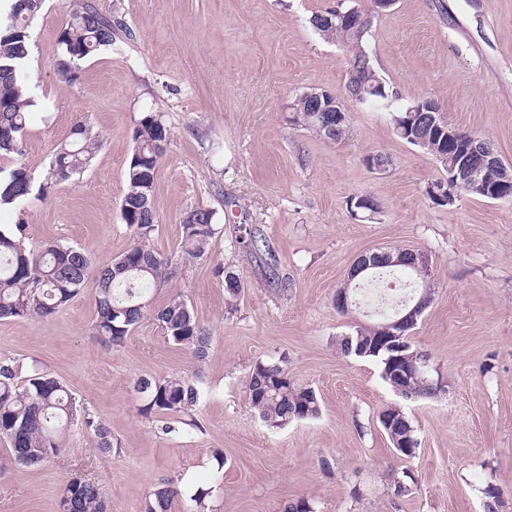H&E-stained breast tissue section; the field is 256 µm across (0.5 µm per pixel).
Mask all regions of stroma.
<instances>
[{
	"mask_svg": "<svg viewBox=\"0 0 512 512\" xmlns=\"http://www.w3.org/2000/svg\"><path fill=\"white\" fill-rule=\"evenodd\" d=\"M90 2L125 32L81 60L79 79L67 84L57 61L69 0H46L25 67L31 120L0 169L20 164L41 179L80 119L100 141L93 163L47 199L1 209L0 227L21 225L28 250L79 246L94 267L110 265L132 240L120 215L132 131L142 113H164L170 138L150 245L172 267L151 296L157 308L181 296L211 343L195 361L147 318L123 344H102L91 283L50 317L0 318V356L46 369L112 433L104 454L74 422L57 458L0 473V512H59L72 474L95 484L111 512H146L155 484L208 486L217 448L220 512H284L298 498L315 512H484L489 485L501 492L499 512H512V200L462 192L452 205L434 204L426 188L446 168L397 138L391 121L408 103L432 99L512 166V0H395L376 15L366 50L390 96L348 102L349 133L336 142L289 121L304 91L345 93L346 49L309 23L335 0ZM377 152L391 159L386 172L364 163ZM358 195L376 213H353ZM201 205L216 211V233L208 253L191 259L179 251L181 221ZM244 226L269 242L277 267L237 247ZM395 248L425 254L434 286L410 340L439 388L403 403L377 362L339 353L342 336L366 318L358 308L339 313L335 302L360 255ZM220 266L239 277L237 299ZM259 361L314 389L320 416L267 427L247 392ZM172 376L203 389L179 436L142 414L134 390L138 378ZM396 402L419 442L404 461L379 423ZM402 466L418 484L398 498L390 480Z\"/></svg>",
	"mask_w": 512,
	"mask_h": 512,
	"instance_id": "1",
	"label": "stroma"
}]
</instances>
